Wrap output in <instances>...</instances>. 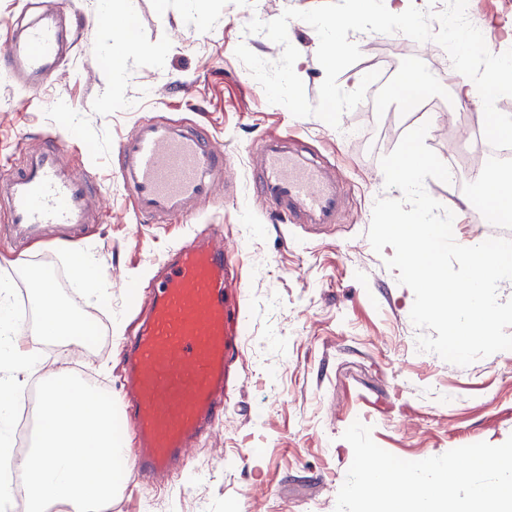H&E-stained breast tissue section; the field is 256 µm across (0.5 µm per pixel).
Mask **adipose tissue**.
I'll return each instance as SVG.
<instances>
[{
	"mask_svg": "<svg viewBox=\"0 0 512 512\" xmlns=\"http://www.w3.org/2000/svg\"><path fill=\"white\" fill-rule=\"evenodd\" d=\"M411 2L412 0H398L397 4L387 5L386 9L379 10L375 8L373 0H352L348 14L319 21L317 29L328 36L330 55L335 58L345 50L343 43L335 40V32L350 26H374L385 21L410 25L414 18ZM36 297L40 304L41 319L32 332L35 343L58 340L73 342L82 337L83 326L69 308L59 301L56 289L38 287Z\"/></svg>",
	"mask_w": 512,
	"mask_h": 512,
	"instance_id": "obj_1",
	"label": "adipose tissue"
}]
</instances>
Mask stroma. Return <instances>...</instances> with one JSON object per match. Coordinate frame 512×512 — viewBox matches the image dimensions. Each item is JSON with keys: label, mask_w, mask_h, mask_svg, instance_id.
Masks as SVG:
<instances>
[{"label": "stroma", "mask_w": 512, "mask_h": 512, "mask_svg": "<svg viewBox=\"0 0 512 512\" xmlns=\"http://www.w3.org/2000/svg\"><path fill=\"white\" fill-rule=\"evenodd\" d=\"M81 15L79 45L52 84L26 98L0 74V151L21 154L44 136H77V159L96 173L111 211L88 225L73 250L90 254L107 273L101 292L88 294L73 269L72 252L56 240L23 249L31 268L56 269L60 298L79 319L96 316L99 348L92 355L58 342L49 364L83 366L110 383L121 399L120 350L139 328L140 304L167 252L217 224L235 252L227 269L240 279L239 314L246 326L241 354L230 369L225 409L186 466L160 481L124 475L111 512H335L337 493L353 460L344 431L361 421L373 441L391 454L420 461L512 436V351L462 367L417 349L410 320L414 295L386 261L392 247L375 253L367 238L374 203L399 198L385 186L380 160L408 125L400 121L407 90L394 83L378 103L362 102L342 114L348 138L315 116L297 118L269 103L262 86L236 57L238 44L268 62L283 48L262 33H246L252 19L269 22L285 9L309 10L321 0H115L128 17L134 46L123 51L121 77L112 75L113 29L98 0H64ZM204 24H195L197 11ZM467 16L494 32L488 49L512 48V0H468ZM361 59L337 77L355 90L384 50L378 34L349 33ZM288 40L303 61L302 81L317 103L325 72L317 60L319 38L306 22L288 24ZM395 75L415 66L429 80L435 107L425 137L441 160H456L463 189L427 179V192L447 209L478 193L467 164L464 120L448 83L438 46L424 56L394 60ZM161 116L200 123L231 156L236 189L246 196L248 147L276 132L298 139L315 156L341 167L346 209L334 224H271L260 203L239 207L222 200L181 224L136 223L116 173L113 148L141 118ZM16 253L0 210V274L11 277L37 315L34 284L12 266Z\"/></svg>", "instance_id": "35a3bbf8"}]
</instances>
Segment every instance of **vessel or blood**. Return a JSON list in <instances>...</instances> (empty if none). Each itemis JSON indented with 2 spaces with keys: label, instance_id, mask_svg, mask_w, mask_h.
Listing matches in <instances>:
<instances>
[{
  "label": "vessel or blood",
  "instance_id": "vessel-or-blood-1",
  "mask_svg": "<svg viewBox=\"0 0 512 512\" xmlns=\"http://www.w3.org/2000/svg\"><path fill=\"white\" fill-rule=\"evenodd\" d=\"M69 48L60 13L41 14L12 28L0 47V72L39 91L56 77ZM294 143L277 134L251 149L250 196L281 223H335L345 207L339 167L321 165ZM74 149L72 141L48 136L0 171V207L16 241L39 240L52 230L77 237L84 225L102 220L96 177L74 164ZM115 156L140 223L170 224L219 196L237 197L227 153L201 125L145 119L118 143ZM234 250L219 233L184 242L140 313L139 332L126 350L120 422L133 434L132 466L144 477L181 470L224 413L229 367L244 334L230 300L240 283L226 268Z\"/></svg>",
  "mask_w": 512,
  "mask_h": 512
}]
</instances>
